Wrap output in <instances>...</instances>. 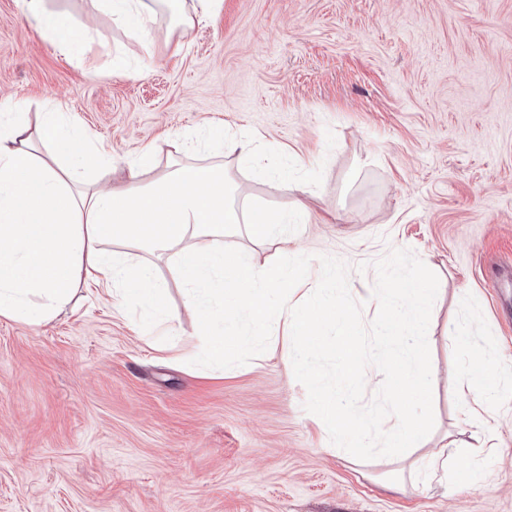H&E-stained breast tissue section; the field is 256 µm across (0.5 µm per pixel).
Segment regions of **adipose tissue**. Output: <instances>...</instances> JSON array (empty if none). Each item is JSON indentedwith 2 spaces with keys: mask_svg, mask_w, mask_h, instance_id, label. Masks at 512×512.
I'll list each match as a JSON object with an SVG mask.
<instances>
[{
  "mask_svg": "<svg viewBox=\"0 0 512 512\" xmlns=\"http://www.w3.org/2000/svg\"><path fill=\"white\" fill-rule=\"evenodd\" d=\"M26 12L61 48L75 50L78 40L66 14L46 10L43 0H26ZM42 146L43 157L37 154ZM67 156L94 157L99 166L112 168L115 185L104 190L91 184L74 192L77 169L59 163ZM232 193L223 165L188 164L161 172L148 147L136 162L116 168L111 153L85 140L66 113H44L35 128L9 114L0 121V316L26 323L51 320L71 302L79 283L91 281L118 302L142 303L150 321H162L164 287L147 258L171 255L215 359H223L233 343L229 325L245 319L271 335L303 337L300 359L317 347L336 350L344 379L392 374L398 404L377 429L395 458H407L423 440L406 404L428 396L422 312L433 282L401 271L388 275L371 298L379 310L373 335L384 353L367 363L351 314L336 296L290 304L286 290L296 277L293 267L258 266L247 254L226 250L225 237L241 232L259 243L289 242L284 220H258L233 202ZM107 242L112 251L104 250ZM328 326L333 335L325 334ZM456 335L471 354L458 373L461 393L479 390L486 404H494L500 390L489 378L487 362L466 328ZM310 400L320 428L343 442L356 438L348 407L316 383Z\"/></svg>",
  "mask_w": 512,
  "mask_h": 512,
  "instance_id": "obj_1",
  "label": "adipose tissue"
}]
</instances>
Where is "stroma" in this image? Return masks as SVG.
<instances>
[{
	"instance_id": "stroma-1",
	"label": "stroma",
	"mask_w": 512,
	"mask_h": 512,
	"mask_svg": "<svg viewBox=\"0 0 512 512\" xmlns=\"http://www.w3.org/2000/svg\"><path fill=\"white\" fill-rule=\"evenodd\" d=\"M45 6L69 16L86 53L40 33L23 0H0V113L34 126L59 106L119 164L152 145L165 166L226 165L239 203L308 209L287 250L243 233L224 244L304 269L308 301L340 287L365 361L380 354L365 305L378 275L425 274L437 291L428 402L411 408L428 429L418 452L490 446L448 493L401 477L381 440L325 439L309 374L361 427L394 405L384 377L345 384L335 352L303 368L294 339L235 324L224 362L183 361L171 345L199 344L198 322L165 257L168 329L92 284L49 322L0 317V512H512V400L462 422L452 344L470 324L512 389V311L489 281L512 271V0H222L191 30L158 9L143 32L87 0ZM209 129L253 141L276 175L194 150Z\"/></svg>"
}]
</instances>
